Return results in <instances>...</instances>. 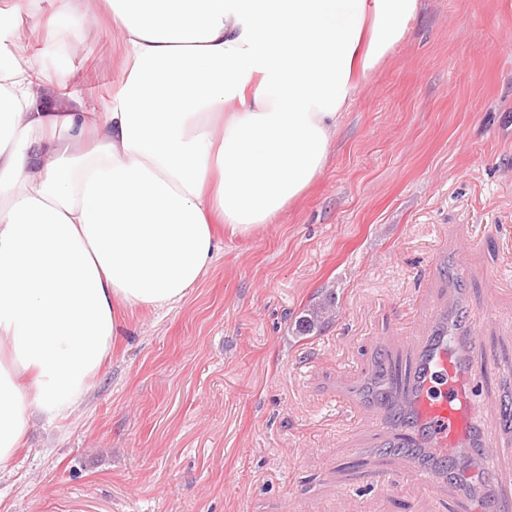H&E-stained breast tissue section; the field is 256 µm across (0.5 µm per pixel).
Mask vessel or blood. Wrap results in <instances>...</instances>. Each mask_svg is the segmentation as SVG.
Instances as JSON below:
<instances>
[{
  "label": "vessel or blood",
  "instance_id": "1",
  "mask_svg": "<svg viewBox=\"0 0 512 512\" xmlns=\"http://www.w3.org/2000/svg\"><path fill=\"white\" fill-rule=\"evenodd\" d=\"M461 333L448 337V311L440 308L426 336L408 342L409 362L401 373L400 410L366 406L375 420L381 448L411 445L432 451L431 465L420 468L429 483L444 481L454 463L484 447L487 436L477 420L472 383L477 377L473 354L483 350L476 318L464 312L459 317ZM485 358L492 351L483 350Z\"/></svg>",
  "mask_w": 512,
  "mask_h": 512
}]
</instances>
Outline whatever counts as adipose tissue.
Wrapping results in <instances>:
<instances>
[{
  "instance_id": "ef3b65f1",
  "label": "adipose tissue",
  "mask_w": 512,
  "mask_h": 512,
  "mask_svg": "<svg viewBox=\"0 0 512 512\" xmlns=\"http://www.w3.org/2000/svg\"><path fill=\"white\" fill-rule=\"evenodd\" d=\"M124 52L106 111L0 47V464L34 413L78 406L121 310L173 306L214 225L272 223L327 165L343 112L419 0H105Z\"/></svg>"
}]
</instances>
